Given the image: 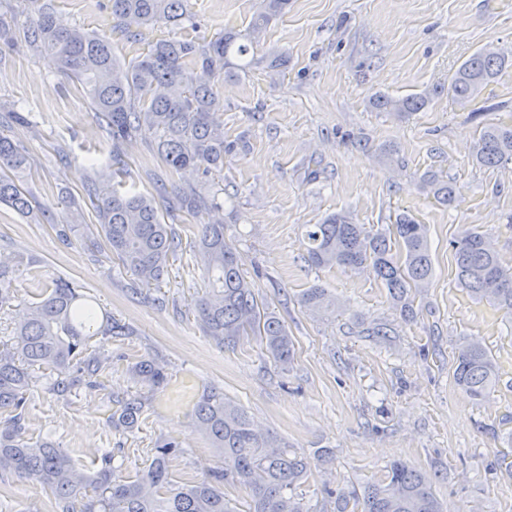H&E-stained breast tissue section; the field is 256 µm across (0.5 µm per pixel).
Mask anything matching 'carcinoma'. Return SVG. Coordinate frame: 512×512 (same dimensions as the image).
Here are the masks:
<instances>
[{"instance_id":"obj_1","label":"carcinoma","mask_w":512,"mask_h":512,"mask_svg":"<svg viewBox=\"0 0 512 512\" xmlns=\"http://www.w3.org/2000/svg\"><path fill=\"white\" fill-rule=\"evenodd\" d=\"M110 2L118 27L133 42L141 40L144 27L158 22L179 26L191 18L189 0ZM288 5L289 0H260L244 33L227 31L204 44L159 40L127 64L116 60L108 38L70 26L46 10L23 30V40L59 74L81 84L99 127L112 138L115 164H124V145L149 134L169 167L200 170L207 176L224 169L227 152L224 123L217 118L224 103L216 83L255 65L276 72L286 67L285 56L269 53L256 58L250 49ZM511 66L509 54L478 50L451 75L449 91L459 102H471ZM439 92L435 87L400 99L377 94L372 106L405 117L428 107ZM475 161L487 168L512 164V126H482ZM28 167L24 147L0 133V204L24 215L34 209L19 185ZM424 188L443 205L451 207L456 201L454 187L432 174L424 179ZM167 195L165 189L155 198L119 187L92 198L97 224L119 265L143 285L159 283L168 256L181 245L174 223L210 216L200 225L197 241L209 282L197 306L198 323L207 336L227 348L253 334L275 362L290 364L294 344L284 322L265 307L254 284L244 278L241 258L224 236V218L219 216L224 204L216 195L208 198L183 188L173 192L172 208L160 202ZM303 245L314 266L372 272L406 316L413 314L411 292L427 287L432 278L427 226L408 213L398 215L387 233H372L347 215L330 214L318 224L305 225ZM450 246L458 283L511 317L512 266L505 265L485 236L470 227L461 228ZM25 267L29 264L21 257L13 263L0 261V309L15 300L13 284ZM298 302L310 311H326L334 299L313 286ZM133 333L128 324L98 315L74 282L58 280L40 301L30 304L12 337L0 345V474L49 488L56 512H306L297 488L308 477L311 460L258 432L245 409L218 391L201 395L196 422L224 454V467L190 486L176 485L168 470L170 456L180 448L176 441L157 444L148 467L131 480L116 476L122 465L116 464L110 451L99 456L100 470L87 476L52 440L33 443L24 438L25 395L36 382L35 371L44 368L56 374L47 389L58 396L91 391L111 360L100 349L90 348V341ZM133 372L156 388L168 381L165 370L151 359L138 361ZM454 379L477 400L495 386L491 358L480 342L471 339L459 345ZM144 412L145 403L131 396L112 414V425L130 432ZM227 486L245 489L243 507L225 494ZM336 512H442V505L425 473L395 461L381 482L361 492L341 493Z\"/></svg>"}]
</instances>
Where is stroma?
I'll return each instance as SVG.
<instances>
[{
    "mask_svg": "<svg viewBox=\"0 0 512 512\" xmlns=\"http://www.w3.org/2000/svg\"><path fill=\"white\" fill-rule=\"evenodd\" d=\"M46 2L65 23L108 37L125 62L160 39L204 42L246 30L257 10V0H190V22L175 30L156 24L134 43L116 30L108 0ZM489 47L512 52V0H291L255 49L286 53L287 69L259 67L218 86L224 138L236 145L223 172L173 171L149 136L125 146L126 189L219 193L224 234L247 280L295 343V361L284 368L254 337L227 349L198 326L205 282L192 229L182 230L159 287L137 285L118 269L87 198L112 190L111 140L78 83L26 45L0 42V113L29 119L10 134L30 156L25 187L35 200L27 218L0 204V257L31 264L14 284L12 306L0 310V341L12 336L28 302L60 278L81 284L99 310L134 330L101 343L112 369L95 392L52 395L47 370H39L27 394L25 438L51 439L90 476L101 449H110L123 459L125 477L149 465L157 443L174 440L181 448L169 470L177 484L189 485L224 463L194 415L203 390L214 388L292 451L330 449L298 489L314 512H334L328 490L381 482L396 459L432 476L445 512H512V317L458 286L449 246L468 224L512 265V169L473 159L483 124L512 125V68L471 103L444 92L406 118L369 104L377 92L404 97L446 84L471 54ZM430 174L455 187L456 206L439 204L424 189ZM66 196L82 209L80 224H72ZM405 211L427 226L433 258V278L414 293L410 322L372 273L312 267L300 243L302 225L330 213L351 214L383 232ZM67 223L73 229L64 241L56 227ZM315 284L335 298L331 311L298 304ZM379 323L391 325L394 336L370 335ZM468 338L485 346L498 373L480 401L452 377L456 348ZM148 357L168 373L163 388L131 372ZM132 395L146 411L123 433L112 415ZM54 507L49 489L14 478L0 483V512Z\"/></svg>",
    "mask_w": 512,
    "mask_h": 512,
    "instance_id": "35a3bbf8",
    "label": "stroma"
}]
</instances>
